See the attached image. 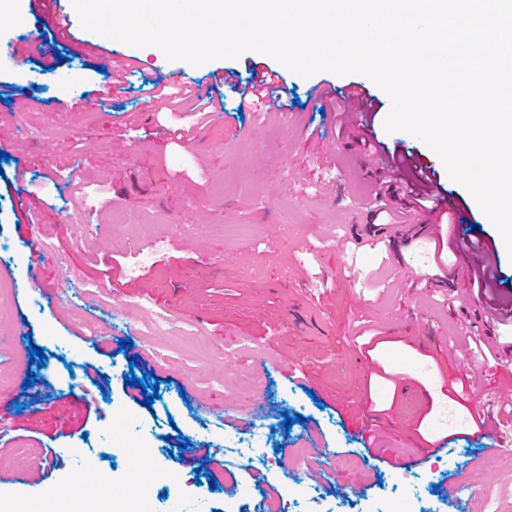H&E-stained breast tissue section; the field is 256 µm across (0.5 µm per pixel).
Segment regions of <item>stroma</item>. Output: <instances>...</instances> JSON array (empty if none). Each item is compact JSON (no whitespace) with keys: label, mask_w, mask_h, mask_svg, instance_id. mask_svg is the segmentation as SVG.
I'll list each match as a JSON object with an SVG mask.
<instances>
[{"label":"stroma","mask_w":512,"mask_h":512,"mask_svg":"<svg viewBox=\"0 0 512 512\" xmlns=\"http://www.w3.org/2000/svg\"><path fill=\"white\" fill-rule=\"evenodd\" d=\"M64 30L31 0L0 17V170H22L24 206L57 228L50 252L33 262L12 200L0 184V512H26L31 486L50 488L49 506L93 469L114 496L129 493L124 457L147 454L165 481H150L138 512H261L276 498L304 502L316 489L327 512H367L404 493L429 512H512V329L486 320L480 301L459 302L471 277L463 244L491 240L498 288L512 291V256L468 190L439 156L405 131L387 132L389 96L362 74L301 77L247 51L188 68L157 47L125 46L139 65L101 100L109 38L83 29L62 0ZM98 45L99 55L82 52ZM280 71L281 111L242 107L255 65ZM238 73L233 87L215 71ZM189 71L210 95L198 142L185 136L187 107L150 105L145 79ZM359 84L371 104L375 139L411 149L457 203L407 224L408 197L363 165L364 134L315 97L319 84ZM83 175L85 195L71 191ZM169 246L154 252L155 238ZM64 289L56 304L51 291ZM191 335L151 334L144 305ZM94 322L109 336L86 340ZM478 335L482 347L470 350ZM131 341L120 349V340ZM250 356H238L242 346ZM43 348L42 368L29 365ZM100 370L94 385L85 365ZM51 378L52 394L25 387L28 371ZM253 385L236 389L237 372ZM160 377L153 408L133 400L128 374ZM466 381L455 431L438 418L448 391ZM302 423L284 429V414ZM484 418L481 433L475 418ZM234 448L255 442L266 457L197 482L199 463L170 434ZM377 442L367 446L368 434ZM311 456H303V449ZM327 467L314 482L307 473ZM472 500L462 507L458 489Z\"/></svg>","instance_id":"obj_1"}]
</instances>
